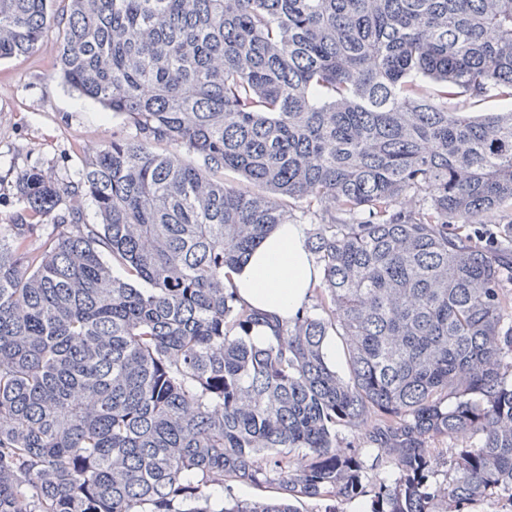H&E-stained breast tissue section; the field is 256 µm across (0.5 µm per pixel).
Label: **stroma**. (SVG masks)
I'll return each mask as SVG.
<instances>
[{
  "instance_id": "obj_1",
  "label": "stroma",
  "mask_w": 512,
  "mask_h": 512,
  "mask_svg": "<svg viewBox=\"0 0 512 512\" xmlns=\"http://www.w3.org/2000/svg\"><path fill=\"white\" fill-rule=\"evenodd\" d=\"M58 30L50 28L38 51L0 59V84L13 95L0 101V223L22 209L15 180L38 168L53 178L75 181L85 155L110 139L118 120L98 103L69 88L53 69Z\"/></svg>"
}]
</instances>
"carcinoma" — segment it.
<instances>
[{
    "mask_svg": "<svg viewBox=\"0 0 512 512\" xmlns=\"http://www.w3.org/2000/svg\"><path fill=\"white\" fill-rule=\"evenodd\" d=\"M52 25L121 130L0 224V512H512V0H0V58ZM280 224L290 319L225 283ZM230 488V489H229ZM211 501L217 505L228 502L232 499L253 500L262 494L259 490L244 484H233L231 487L224 488L221 486H213L211 489Z\"/></svg>",
    "mask_w": 512,
    "mask_h": 512,
    "instance_id": "1",
    "label": "carcinoma"
}]
</instances>
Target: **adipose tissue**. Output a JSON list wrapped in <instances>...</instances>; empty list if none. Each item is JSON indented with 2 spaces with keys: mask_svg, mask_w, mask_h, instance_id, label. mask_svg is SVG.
Returning a JSON list of instances; mask_svg holds the SVG:
<instances>
[{
  "mask_svg": "<svg viewBox=\"0 0 512 512\" xmlns=\"http://www.w3.org/2000/svg\"><path fill=\"white\" fill-rule=\"evenodd\" d=\"M228 275L249 306L281 319L293 317L319 276L307 248L305 226L279 225Z\"/></svg>",
  "mask_w": 512,
  "mask_h": 512,
  "instance_id": "obj_1",
  "label": "adipose tissue"
}]
</instances>
